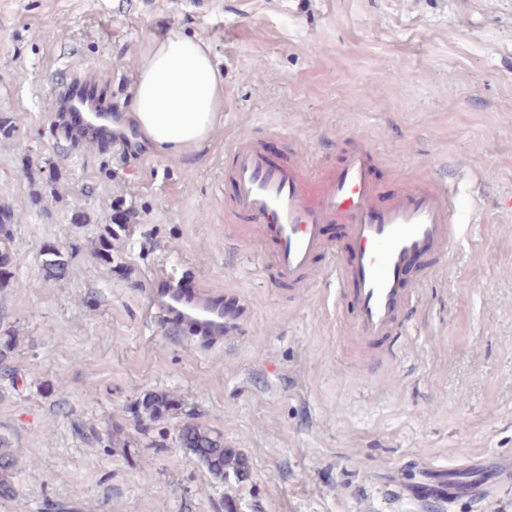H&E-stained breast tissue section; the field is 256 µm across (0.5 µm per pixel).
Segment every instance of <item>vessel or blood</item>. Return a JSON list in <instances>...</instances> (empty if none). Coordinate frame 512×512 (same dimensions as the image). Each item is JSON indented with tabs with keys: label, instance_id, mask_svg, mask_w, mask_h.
I'll return each mask as SVG.
<instances>
[{
	"label": "vessel or blood",
	"instance_id": "1",
	"mask_svg": "<svg viewBox=\"0 0 512 512\" xmlns=\"http://www.w3.org/2000/svg\"><path fill=\"white\" fill-rule=\"evenodd\" d=\"M95 74L76 67L55 92L53 110L68 133L88 143L112 138L131 150V134L112 132V106L91 92ZM379 155L364 139L348 144L338 164L324 167L302 147L276 155L266 135L244 134L224 154V213L247 244L267 252L261 271L281 292L296 294L324 272L337 285L341 342L363 351L366 360L392 361L400 352L418 303L417 284L444 267L461 227L447 183L432 179L388 188L375 176ZM339 227L331 240L324 227ZM147 307L161 322L195 342L223 346L238 318L223 292L199 281L157 269ZM512 481L464 485H396V495L492 502Z\"/></svg>",
	"mask_w": 512,
	"mask_h": 512
}]
</instances>
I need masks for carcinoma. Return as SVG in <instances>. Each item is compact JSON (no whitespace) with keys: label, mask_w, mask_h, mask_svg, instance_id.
<instances>
[{"label":"carcinoma","mask_w":512,"mask_h":512,"mask_svg":"<svg viewBox=\"0 0 512 512\" xmlns=\"http://www.w3.org/2000/svg\"><path fill=\"white\" fill-rule=\"evenodd\" d=\"M13 221L11 211L0 209V288L9 285L12 278L14 253L10 248L12 235L8 223ZM43 268L49 277L60 278L67 270L68 262L62 253L51 247L41 250ZM97 254L107 263H112V225H105L104 235L98 238ZM175 402L166 395L150 397L140 403L142 414L149 421H155L174 410ZM178 444L188 451L217 480L228 487L244 482L250 474L247 457L237 448L224 445L223 436L191 419L178 425ZM5 440L0 438V497L9 498L14 494L9 480L8 469L13 466L9 453L3 451Z\"/></svg>","instance_id":"obj_1"}]
</instances>
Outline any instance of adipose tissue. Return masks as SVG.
Wrapping results in <instances>:
<instances>
[{
    "label": "adipose tissue",
    "mask_w": 512,
    "mask_h": 512,
    "mask_svg": "<svg viewBox=\"0 0 512 512\" xmlns=\"http://www.w3.org/2000/svg\"><path fill=\"white\" fill-rule=\"evenodd\" d=\"M223 110L224 76L208 46L178 29L151 35L130 107L141 141L161 156H187L210 138Z\"/></svg>",
    "instance_id": "ef3b65f1"
}]
</instances>
